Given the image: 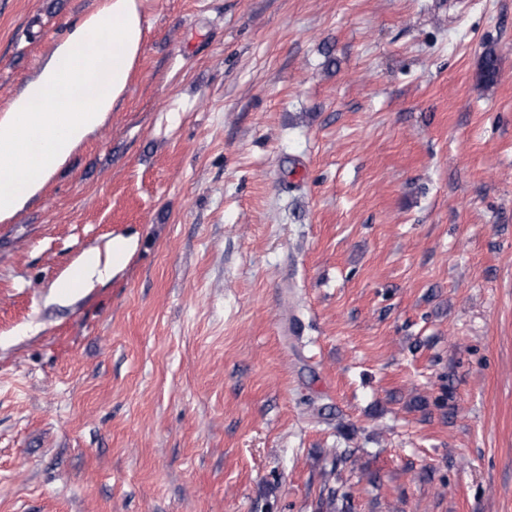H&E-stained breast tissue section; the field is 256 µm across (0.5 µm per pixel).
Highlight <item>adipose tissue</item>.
<instances>
[{
  "label": "adipose tissue",
  "instance_id": "ef3b65f1",
  "mask_svg": "<svg viewBox=\"0 0 512 512\" xmlns=\"http://www.w3.org/2000/svg\"><path fill=\"white\" fill-rule=\"evenodd\" d=\"M144 0H98L0 108V223L35 201L124 100L141 57ZM139 245L118 234L60 279L57 298L108 281Z\"/></svg>",
  "mask_w": 512,
  "mask_h": 512
}]
</instances>
